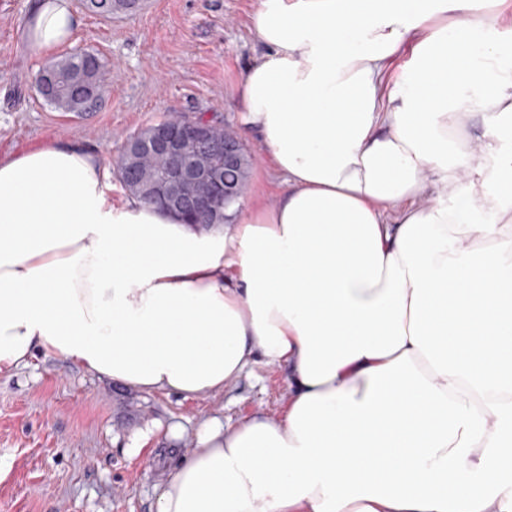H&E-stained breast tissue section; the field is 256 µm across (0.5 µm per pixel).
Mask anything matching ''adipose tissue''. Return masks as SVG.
I'll return each instance as SVG.
<instances>
[{
  "instance_id": "1",
  "label": "adipose tissue",
  "mask_w": 512,
  "mask_h": 512,
  "mask_svg": "<svg viewBox=\"0 0 512 512\" xmlns=\"http://www.w3.org/2000/svg\"><path fill=\"white\" fill-rule=\"evenodd\" d=\"M496 20L485 0H259L244 124L288 189L230 224L113 206L80 142L0 158V375L41 352L187 399L287 366L285 411L204 421L156 512H512ZM79 24L33 0L25 26L51 52Z\"/></svg>"
}]
</instances>
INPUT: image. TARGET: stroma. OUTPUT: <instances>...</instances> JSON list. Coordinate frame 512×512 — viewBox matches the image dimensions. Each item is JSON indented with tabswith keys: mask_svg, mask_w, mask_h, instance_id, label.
<instances>
[{
	"mask_svg": "<svg viewBox=\"0 0 512 512\" xmlns=\"http://www.w3.org/2000/svg\"><path fill=\"white\" fill-rule=\"evenodd\" d=\"M259 0H141L112 17L71 0L82 20L72 47L97 54L112 79L97 107L62 115L38 96L51 60L27 43L31 0H0V157L80 141L115 166L126 136L170 113L206 115L240 133L254 158L245 207L274 203L287 185L259 138L243 131L239 85L263 48ZM288 401V369L256 360L219 394L140 393L78 363L36 355L0 376V512H155L159 487L199 424L233 425Z\"/></svg>",
	"mask_w": 512,
	"mask_h": 512,
	"instance_id": "stroma-1",
	"label": "stroma"
}]
</instances>
